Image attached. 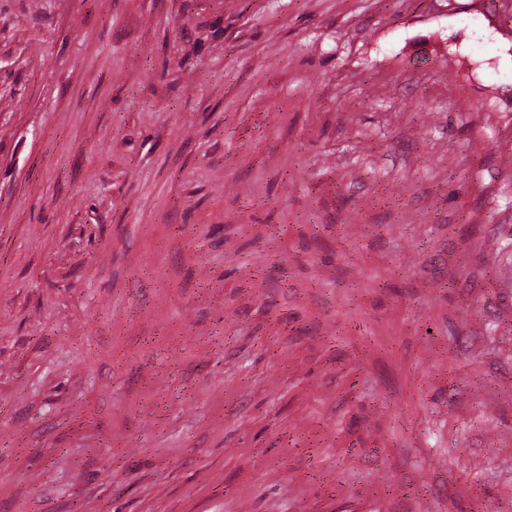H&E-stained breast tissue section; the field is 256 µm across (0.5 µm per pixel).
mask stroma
I'll list each match as a JSON object with an SVG mask.
<instances>
[{
  "label": "stroma",
  "instance_id": "stroma-1",
  "mask_svg": "<svg viewBox=\"0 0 512 512\" xmlns=\"http://www.w3.org/2000/svg\"><path fill=\"white\" fill-rule=\"evenodd\" d=\"M512 16L0 0V512H512Z\"/></svg>",
  "mask_w": 512,
  "mask_h": 512
}]
</instances>
